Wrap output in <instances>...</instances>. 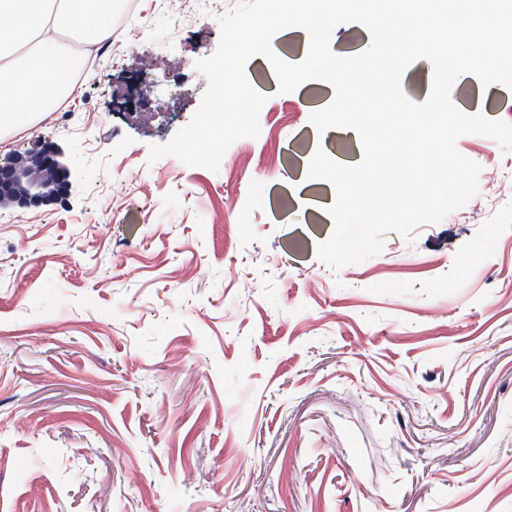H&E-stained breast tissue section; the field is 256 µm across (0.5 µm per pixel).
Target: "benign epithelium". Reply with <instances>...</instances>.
<instances>
[{"label": "benign epithelium", "mask_w": 512, "mask_h": 512, "mask_svg": "<svg viewBox=\"0 0 512 512\" xmlns=\"http://www.w3.org/2000/svg\"><path fill=\"white\" fill-rule=\"evenodd\" d=\"M70 168L47 148L0 164V204L37 206L69 188Z\"/></svg>", "instance_id": "benign-epithelium-1"}]
</instances>
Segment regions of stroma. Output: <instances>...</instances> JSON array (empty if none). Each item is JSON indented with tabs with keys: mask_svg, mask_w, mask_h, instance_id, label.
<instances>
[{
	"mask_svg": "<svg viewBox=\"0 0 512 512\" xmlns=\"http://www.w3.org/2000/svg\"><path fill=\"white\" fill-rule=\"evenodd\" d=\"M239 3L138 0L65 120L0 141L71 169L64 195L0 205V512H512V152L460 137L476 195L331 268L326 184L280 205L316 149L362 159L315 137L329 85L279 93L252 57L258 138L215 172L149 159ZM452 99L512 124L474 79Z\"/></svg>",
	"mask_w": 512,
	"mask_h": 512,
	"instance_id": "1",
	"label": "stroma"
}]
</instances>
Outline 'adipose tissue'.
Listing matches in <instances>:
<instances>
[{
	"label": "adipose tissue",
	"instance_id": "1",
	"mask_svg": "<svg viewBox=\"0 0 512 512\" xmlns=\"http://www.w3.org/2000/svg\"><path fill=\"white\" fill-rule=\"evenodd\" d=\"M115 0H0V126L32 124L56 108L74 59L58 51L62 33L84 23L106 28Z\"/></svg>",
	"mask_w": 512,
	"mask_h": 512
}]
</instances>
